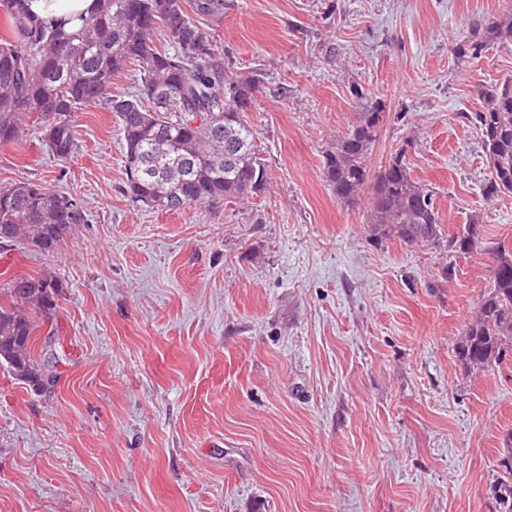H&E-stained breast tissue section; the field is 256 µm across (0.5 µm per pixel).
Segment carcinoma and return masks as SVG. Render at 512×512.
<instances>
[{"mask_svg": "<svg viewBox=\"0 0 512 512\" xmlns=\"http://www.w3.org/2000/svg\"><path fill=\"white\" fill-rule=\"evenodd\" d=\"M19 0H0V146L20 147L21 115L43 122L45 142L60 162L78 149L75 114L106 103L119 120L130 196L151 208L178 210L264 191L265 165L256 156L254 131L245 119L258 86L251 76H230L209 21L224 13V0H98L96 11L67 32L16 10ZM167 33L170 48L155 44ZM512 44V16L493 17L479 38L454 47L459 59H478L490 45ZM138 68L134 94L112 96V80ZM480 130L491 177L485 196L512 194V86L480 90ZM383 122L379 103L364 106L358 123L325 152L323 178L336 200L358 203L371 187L367 227L380 243L397 238L412 246H441L468 255L482 247L478 216L445 237L434 191L415 181L399 149L371 174V145ZM86 216L71 197L38 183L0 186V243L26 240L52 252ZM492 282L454 348L463 372L479 374L512 360V248L491 251ZM60 285L21 276L0 291V367L37 390L45 369L36 357L38 322L56 306ZM500 504L512 512V433L503 442Z\"/></svg>", "mask_w": 512, "mask_h": 512, "instance_id": "1", "label": "carcinoma"}]
</instances>
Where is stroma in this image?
I'll use <instances>...</instances> for the list:
<instances>
[{
  "label": "stroma",
  "instance_id": "35a3bbf8",
  "mask_svg": "<svg viewBox=\"0 0 512 512\" xmlns=\"http://www.w3.org/2000/svg\"><path fill=\"white\" fill-rule=\"evenodd\" d=\"M512 0H224L228 73L265 192L158 211L127 192L118 119L76 115L65 163L36 115L0 147V185L37 182L87 215L51 254L0 248V289H61L38 332L39 392L0 368V512H498L512 362L464 375L454 346L492 261L380 243L325 151L385 114L372 170L405 149L444 233L478 215L512 245V195L486 199L478 91L512 80V45L452 53ZM452 277H445L447 266Z\"/></svg>",
  "mask_w": 512,
  "mask_h": 512
}]
</instances>
